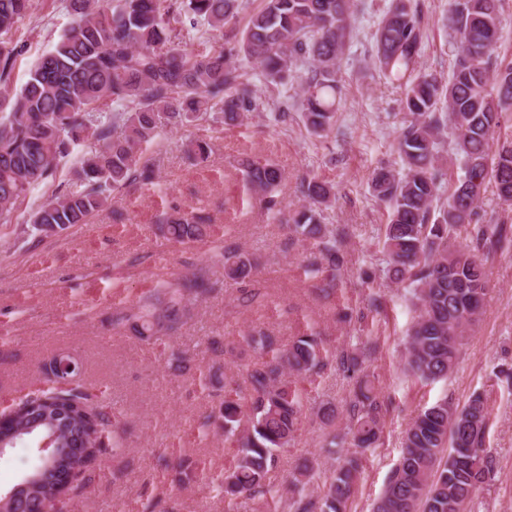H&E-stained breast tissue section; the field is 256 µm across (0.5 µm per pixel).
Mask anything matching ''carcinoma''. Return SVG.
<instances>
[{
  "mask_svg": "<svg viewBox=\"0 0 512 512\" xmlns=\"http://www.w3.org/2000/svg\"><path fill=\"white\" fill-rule=\"evenodd\" d=\"M30 0H0V84L8 86L15 47L12 37L28 15ZM70 22L58 42L29 69L19 91L0 92V221L17 202L52 175L74 148L94 138L98 148L72 171L77 188L53 194L29 216L31 234L52 237L108 205L115 193L154 185V170L142 161L143 146L165 126H189L217 110L224 122H241L258 108L244 83L245 67L265 83L295 89L307 130L323 135L341 97L339 62L350 49L351 0H262L235 42L207 52L188 47L180 25L202 23L224 39L239 22L241 0H65ZM500 0H448V28L456 51L448 81L418 68L425 30L418 0H392L373 34L372 60L383 77L405 90V118L398 134L401 163L374 169L372 194L388 208L383 254L387 271L408 283L418 315L409 332L407 364L422 381L448 376L466 328L480 313L488 292V271L476 251L512 249V226L487 224L479 201L485 184L512 204V139L501 138L503 114L512 110V65L500 67ZM112 107L105 112L103 108ZM120 134H112L114 129ZM459 159L447 183L438 166L445 145ZM206 139H190L185 153L205 162ZM243 172L267 215L286 223L312 244L306 268L342 267L345 257L336 231L323 224L333 186L316 177L300 184L304 204L286 213L280 195L286 176L268 159L247 158ZM465 228L469 243L452 239ZM166 237L179 244L207 235L190 212L171 216ZM252 262L243 252L224 257V277L244 281ZM155 288L142 311L122 315L136 335L151 338L174 329L183 316L182 289ZM250 347L267 357L246 374V393L235 376L224 378L218 420L224 441L237 448L233 467L211 480L227 504L273 495L270 473L279 453L294 440L301 418L296 381L325 366L317 338L297 336L280 347L264 332ZM343 371L358 377L350 403L347 434L358 448L378 443L383 428L380 389L364 373L361 355L342 351ZM32 408L19 404L5 446L27 437L54 434L58 457L39 459L17 485L13 501L0 497V512H45L62 494L59 477H74L116 427L102 411L81 407L87 396L74 388L41 392ZM485 400L473 396L461 410L448 400L426 408L407 424L400 460L372 512H468L476 492L492 480ZM314 465L297 464L288 475L293 512H350L360 482L361 459L339 457L322 494L305 493Z\"/></svg>",
  "mask_w": 512,
  "mask_h": 512,
  "instance_id": "1",
  "label": "carcinoma"
}]
</instances>
